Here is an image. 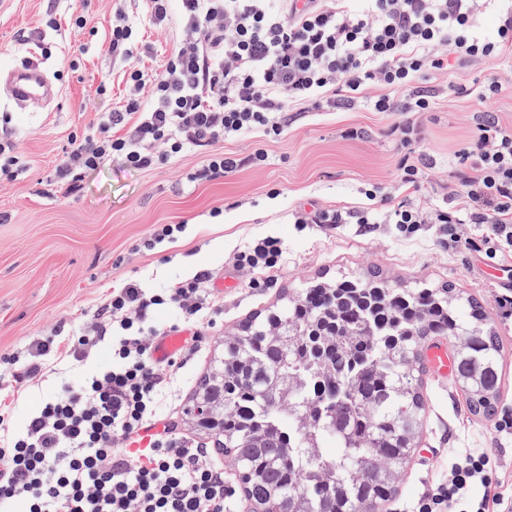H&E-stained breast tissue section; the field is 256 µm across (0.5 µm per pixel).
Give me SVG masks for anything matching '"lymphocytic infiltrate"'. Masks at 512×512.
I'll list each match as a JSON object with an SVG mask.
<instances>
[{
	"label": "lymphocytic infiltrate",
	"instance_id": "obj_1",
	"mask_svg": "<svg viewBox=\"0 0 512 512\" xmlns=\"http://www.w3.org/2000/svg\"><path fill=\"white\" fill-rule=\"evenodd\" d=\"M491 0H144L153 23L179 10L182 40L161 74H149L125 13L112 21L107 46L127 66L135 89L74 139L58 167L67 193L106 162L148 170L188 151H204L201 177L234 173L239 159L213 151L220 138L259 133L269 141L288 128L292 105L336 109L366 102L377 112H427L429 95L417 86L425 70L449 60L485 62L512 50V0H500L495 36L475 21ZM150 88L148 98L139 89ZM396 89L406 98L393 97ZM462 193L443 207L399 202L386 221L412 234L437 225L456 247L458 227H481L489 257L512 254V126L482 113L471 146L458 157ZM283 261L278 239L253 240L238 250L241 269L270 271ZM218 275L208 269L170 288L139 282L107 292L89 326L65 339L32 340L15 383L43 377L53 363H82L99 346L107 366L88 371L79 385H60L15 427L0 397V512H224V474L206 461L207 449L180 434L157 411L168 369L194 355L204 329L222 309ZM177 311L174 332L187 335L176 356L160 360L162 331L155 312ZM154 433L138 447L140 433ZM486 453L458 457L446 482L417 504V512H512V490L492 479ZM481 496H471L473 486Z\"/></svg>",
	"mask_w": 512,
	"mask_h": 512
}]
</instances>
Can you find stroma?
<instances>
[{"mask_svg": "<svg viewBox=\"0 0 512 512\" xmlns=\"http://www.w3.org/2000/svg\"><path fill=\"white\" fill-rule=\"evenodd\" d=\"M119 8L141 16L139 0H0V142L11 144L22 163L14 176L0 179V354L23 350L40 336L78 331L107 289L130 281L164 288L201 269L229 271L236 285L223 293V324L186 364L174 368L161 407L179 432L211 449L213 437L197 428L186 409L202 376L222 357L225 337L252 317L311 281L373 273L393 288L447 285L477 300L503 339L500 397L492 415L473 414L454 379H439L423 367L425 412L417 450L379 512H413L418 499L447 475L456 454L469 449L487 453L495 478L512 484V428L502 421L504 413L512 414V319L496 303L503 257L489 258L467 243L448 250L431 224L405 235L392 224L301 227L289 221L300 207L365 205L363 191L371 186L420 207L446 201L460 187L457 156L470 146L480 113H495L512 125V55L424 72L418 85L430 95L432 108L418 115L420 135L407 149L393 132L401 120L397 113L305 104L292 108L278 140L251 134L215 143V150L242 161L228 177L187 183L205 163L203 153L190 151L145 171L106 163L85 173L81 190L68 195L55 169L72 138L95 126L102 112L122 105L126 95L125 70L105 51ZM75 15L86 17L84 29L71 25ZM145 36L153 46L146 66L161 74L182 38L177 16ZM32 60L56 96L21 107L8 97L5 79ZM493 78L502 92L481 101V88ZM103 84L109 88L104 95L98 92ZM259 148L268 159L251 164ZM407 152L427 157L418 193L398 182V164ZM273 188L280 191L274 199L268 196ZM180 222L187 225L180 242L135 251L153 225ZM265 236L280 239L284 259L271 281L260 285L256 273L233 268L232 258ZM81 378L79 371L60 369L30 382L15 397V422H23L59 382L76 384Z\"/></svg>", "mask_w": 512, "mask_h": 512, "instance_id": "stroma-1", "label": "stroma"}]
</instances>
